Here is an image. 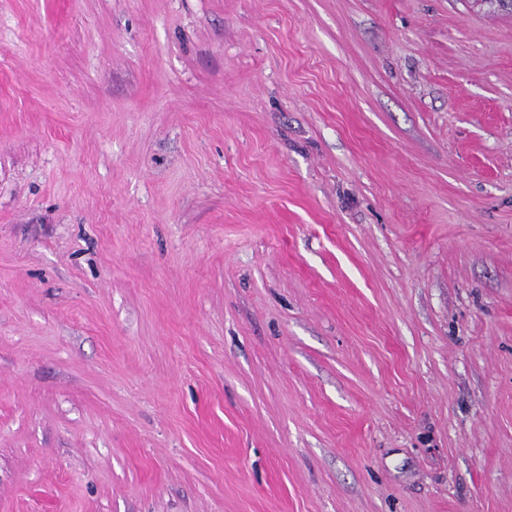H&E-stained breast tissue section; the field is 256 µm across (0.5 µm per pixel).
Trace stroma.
<instances>
[{
  "mask_svg": "<svg viewBox=\"0 0 512 512\" xmlns=\"http://www.w3.org/2000/svg\"><path fill=\"white\" fill-rule=\"evenodd\" d=\"M0 512H512V16L0 0Z\"/></svg>",
  "mask_w": 512,
  "mask_h": 512,
  "instance_id": "35a3bbf8",
  "label": "stroma"
}]
</instances>
